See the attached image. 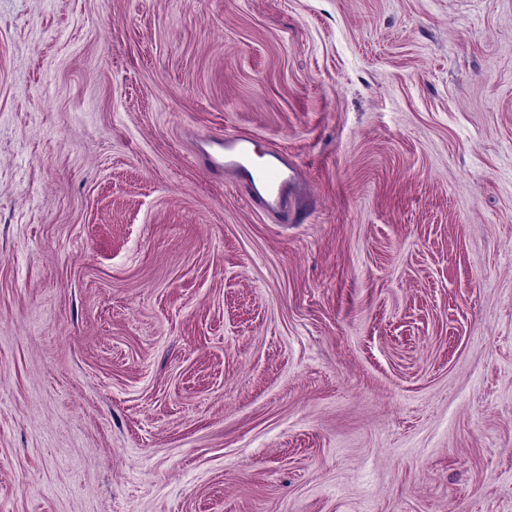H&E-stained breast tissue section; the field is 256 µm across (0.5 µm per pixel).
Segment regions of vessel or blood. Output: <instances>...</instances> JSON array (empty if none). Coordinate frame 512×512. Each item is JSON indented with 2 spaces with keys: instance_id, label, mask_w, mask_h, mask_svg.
Here are the masks:
<instances>
[{
  "instance_id": "1",
  "label": "vessel or blood",
  "mask_w": 512,
  "mask_h": 512,
  "mask_svg": "<svg viewBox=\"0 0 512 512\" xmlns=\"http://www.w3.org/2000/svg\"><path fill=\"white\" fill-rule=\"evenodd\" d=\"M218 146L219 154L206 159L212 170H237L248 179L247 196L252 203L265 209L288 210L295 170L280 157L278 150H270L268 163L257 165L253 162L257 154L254 137L232 134L219 141Z\"/></svg>"
}]
</instances>
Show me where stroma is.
Here are the masks:
<instances>
[{"instance_id":"35a3bbf8","label":"stroma","mask_w":512,"mask_h":512,"mask_svg":"<svg viewBox=\"0 0 512 512\" xmlns=\"http://www.w3.org/2000/svg\"><path fill=\"white\" fill-rule=\"evenodd\" d=\"M0 512H512V0H0ZM223 153L205 158L213 171L234 169L248 179L247 197L263 209L288 213L292 192L288 189L295 178V169L288 167L277 149L268 150L273 160L262 165L253 163L257 155V140L252 136L232 134L215 143Z\"/></svg>"}]
</instances>
